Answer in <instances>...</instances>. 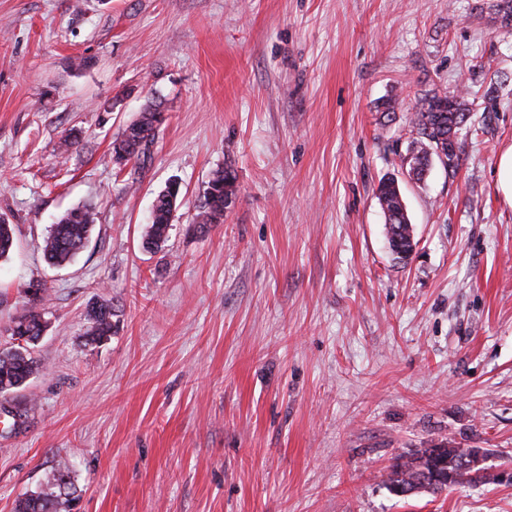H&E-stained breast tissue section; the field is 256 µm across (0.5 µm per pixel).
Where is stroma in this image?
Segmentation results:
<instances>
[{
  "label": "stroma",
  "mask_w": 512,
  "mask_h": 512,
  "mask_svg": "<svg viewBox=\"0 0 512 512\" xmlns=\"http://www.w3.org/2000/svg\"><path fill=\"white\" fill-rule=\"evenodd\" d=\"M493 0H0V348L45 291L40 368L0 396V512L72 464L79 512H512V25ZM468 103L455 172L401 168L429 90ZM396 100L394 111L384 104ZM143 169L112 142L148 104ZM78 144L62 153L64 134ZM232 167L224 221L192 222ZM396 177L417 245L376 198ZM162 251L142 247L169 181ZM95 225L70 264L40 246ZM111 301L116 329L85 344ZM485 477L401 498L390 466ZM495 173L497 192L512 207V145L499 155ZM399 185L392 177L383 178L378 185L376 196L385 218V234L393 254L398 259L410 255L415 247L413 226L403 210V198ZM95 214L89 208H74L51 225L43 240L44 259L53 266H61L73 260L86 246ZM113 317L112 303L96 301L89 305L84 331L86 344L99 345L109 340L116 328V322L112 320ZM429 448L418 449L406 462H397L390 467L387 487L394 495H402L399 488L411 489L419 470L428 466L430 457L427 455ZM442 449V452L438 455L437 459L433 460V466L436 468L437 473L439 476L443 477L446 481L448 480V470L451 473L455 474V479L453 480L452 484L458 481L459 478L463 476H469L472 480L473 479H482L485 476H473L472 470L463 469L462 466V458L468 453H470L474 448H450L449 452L450 454H453L450 459L448 460V448H440ZM443 463L442 467H439V463Z\"/></svg>",
  "instance_id": "stroma-1"
}]
</instances>
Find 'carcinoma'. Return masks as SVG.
<instances>
[{
	"mask_svg": "<svg viewBox=\"0 0 512 512\" xmlns=\"http://www.w3.org/2000/svg\"><path fill=\"white\" fill-rule=\"evenodd\" d=\"M466 104L461 96L448 95L434 90L424 96L418 112L412 119L411 140L403 162L408 164V176L422 180L433 160L444 162L448 155V134L453 126L464 122ZM236 176L230 167L214 171L208 182L204 202L195 216L194 225L205 230L213 224L224 223V210L229 208L236 196ZM180 194V184L172 181L159 192L164 200L153 209L152 220L146 225L142 236L143 245L154 252L165 247L169 238L173 216L165 198ZM376 196L385 218V234L393 254L399 259L410 255L415 246L413 226L403 210L400 186L391 177L383 178L378 185ZM95 214L89 208H74L51 225L43 240L44 259L53 266H61L73 260L86 246ZM14 237L11 225L0 220V259L9 255ZM45 316L43 297L32 299L30 306L11 321L10 336L16 346L0 352V395L23 386L37 371V361L31 356L28 345L40 338ZM112 303L95 302L87 308L84 339L90 345H99L109 340L115 332ZM471 452L469 448L442 449L435 460H430L428 449H418L406 462L390 467L387 487L390 492L412 488L419 470L429 464L437 473L448 478L472 476V471L463 468L462 457ZM71 465L65 460L58 461L53 476L35 491L21 495L16 512H72L79 499L77 489L71 480Z\"/></svg>",
	"mask_w": 512,
	"mask_h": 512,
	"instance_id": "1",
	"label": "carcinoma"
}]
</instances>
